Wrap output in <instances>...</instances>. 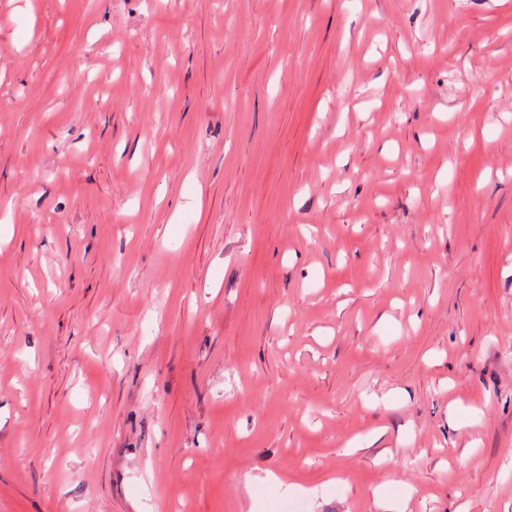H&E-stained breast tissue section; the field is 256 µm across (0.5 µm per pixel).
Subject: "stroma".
<instances>
[{"instance_id": "1", "label": "stroma", "mask_w": 512, "mask_h": 512, "mask_svg": "<svg viewBox=\"0 0 512 512\" xmlns=\"http://www.w3.org/2000/svg\"><path fill=\"white\" fill-rule=\"evenodd\" d=\"M1 203L0 512H512V0H0Z\"/></svg>"}]
</instances>
